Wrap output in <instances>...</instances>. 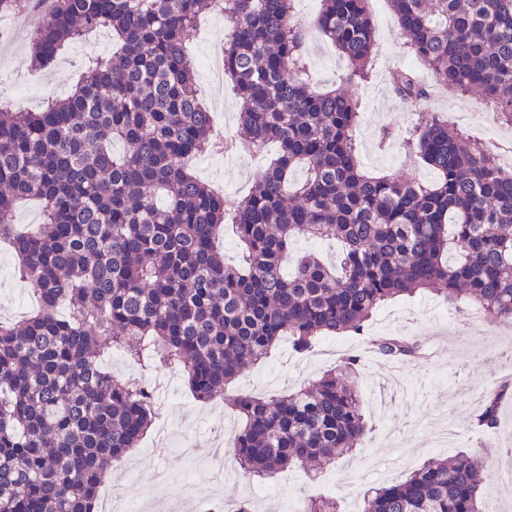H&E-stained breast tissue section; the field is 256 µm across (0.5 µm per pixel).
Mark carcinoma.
I'll return each instance as SVG.
<instances>
[{
  "instance_id": "obj_1",
  "label": "carcinoma",
  "mask_w": 512,
  "mask_h": 512,
  "mask_svg": "<svg viewBox=\"0 0 512 512\" xmlns=\"http://www.w3.org/2000/svg\"><path fill=\"white\" fill-rule=\"evenodd\" d=\"M296 0H56L33 38L34 71L90 33H112V54L89 57L78 88L38 112L0 111V238L39 309L0 322V512H94L116 462L139 447L156 415L152 392L99 363L129 339L176 364L210 399L260 364L282 339L310 352L323 336L365 340L396 361L418 355L367 325L386 301L443 285L512 322V173L482 141L437 116L396 139L438 174L431 184L375 176L354 140L361 107L309 75ZM369 0H320L312 26L370 80L377 31ZM398 29L434 81L480 93L512 128V0H389ZM222 13L224 79L239 100L231 144L280 151L242 198L213 192L186 160L212 148L211 112L197 95L186 32ZM400 99L426 95L410 69ZM125 145L124 153L113 144ZM304 178L291 184L297 169ZM40 201L35 229L15 231L21 198ZM235 226L243 264L224 263L215 238ZM300 237H333L338 262L310 253L285 271ZM61 304L72 314H57ZM346 356L309 387L240 394L232 439L243 474L290 466L326 470L368 438ZM506 383L484 395L475 426L499 422ZM481 458L429 460L364 495L363 512H486ZM302 512H338L332 498Z\"/></svg>"
}]
</instances>
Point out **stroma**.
<instances>
[{"label":"stroma","instance_id":"1","mask_svg":"<svg viewBox=\"0 0 512 512\" xmlns=\"http://www.w3.org/2000/svg\"><path fill=\"white\" fill-rule=\"evenodd\" d=\"M52 6L53 0H31L19 11L0 15V100L13 111L35 112L45 99L68 96L78 81L81 63L89 56L109 53L112 48L108 32L100 30L69 46L58 63L33 71V19L50 14ZM377 35L373 76L369 83L354 90L362 103L355 139L366 171L434 182L435 170L420 161L404 160L400 147L381 150L379 136L385 126L404 130L432 113L454 124L459 113L474 112V119L465 126L469 134L500 147L512 143L511 128L500 125L496 118L484 117L481 97H465L438 87L417 104L400 101L392 89L399 67L414 69L425 83L430 82L431 75L409 53L401 34L381 27ZM226 36L223 21L207 13L186 40V49L196 67L199 97L212 110L218 131L224 126L225 116L234 117L239 112L231 87H223L216 95L206 81L205 67L212 58L223 55ZM306 56L309 70L321 88H343L341 57L329 40L311 32ZM276 152L272 145L260 155H242L233 162L225 161L223 153H210L193 161V172L214 190L244 194ZM32 291V285L17 273L12 250L0 243V311L14 319L30 312ZM370 328L378 335L421 341L424 358L401 365L406 389L389 384L391 360L352 336L320 339L315 352L305 356L293 352L288 343H280L263 364L239 377L232 388L236 394L250 393L259 381L268 394L291 393L336 366L339 358L359 356L363 411L372 431L361 451L339 459L335 468L320 479H312L300 468L279 472L263 485L239 472L218 478L214 463L229 455L222 443L224 424L237 420L238 415L223 396L197 399L182 374L174 369L167 376L174 383L175 394H159L162 410L157 422L168 425L179 439L207 436L210 447L197 450L191 460L163 448L135 450L113 469L105 490L116 489L128 498L147 500L150 512H170L178 501L157 476L185 474L196 485V505L203 512H214L222 502L233 500L254 502L256 512H278L283 499L300 503L330 495L336 497L341 512H360L363 496L370 487L400 481L428 459L465 451L484 457L486 466L504 467L506 461L500 450L512 443V397L501 405L497 428L477 429L472 418L487 389L499 381L512 382V323L490 322L476 307L452 299L441 290L429 289L384 305L374 315ZM443 423L457 431L456 447H428V434L433 426Z\"/></svg>","mask_w":512,"mask_h":512}]
</instances>
